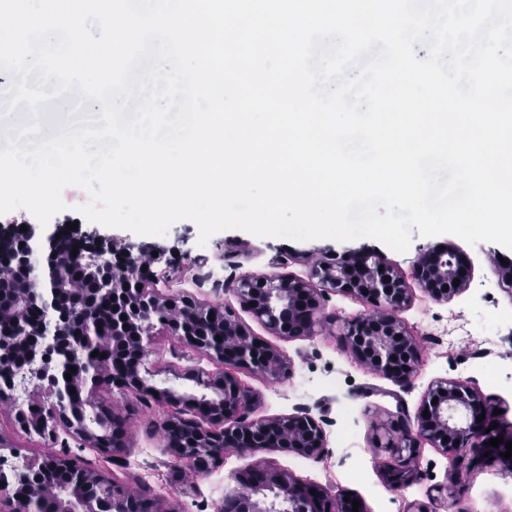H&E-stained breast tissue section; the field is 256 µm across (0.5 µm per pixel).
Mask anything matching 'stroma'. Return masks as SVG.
Here are the masks:
<instances>
[{
  "label": "stroma",
  "instance_id": "1",
  "mask_svg": "<svg viewBox=\"0 0 512 512\" xmlns=\"http://www.w3.org/2000/svg\"><path fill=\"white\" fill-rule=\"evenodd\" d=\"M62 198L67 211L53 217L46 227L36 228V235L48 237L74 222L82 233L95 230L106 237L163 249L166 260L154 267L162 275L157 284L160 291L188 293L200 303L223 305L251 334L290 361L292 374L280 383L245 368L231 370L256 396L248 419L282 416L297 406H307L323 421L328 452L314 459L287 451L243 454L228 448L221 464L200 475L190 465L176 463L155 429L167 414V406L104 388L98 400L112 405L127 420L123 452L114 455L81 446L62 430L53 439L23 432L14 423L12 403L6 401L0 403V437L21 458L38 460L68 449L77 465L135 492L150 494L178 512H219L230 478L265 464L288 471L300 482L322 486L333 499L353 494L364 512H417L422 506L428 512H512V458L473 468L465 461L454 464L450 454L428 443L416 455L396 456L386 451L383 441L390 425L404 419L415 421L429 391L444 381L466 382L490 408L498 410L502 434L512 436V288L502 282L490 259L494 253L512 259V250L493 242L472 246L443 234L413 236L409 249L398 253L372 239L298 242L260 238L235 229L219 232L202 245L192 221L174 223L161 237H143L80 218L75 208L89 200L81 188H65ZM435 246L462 254L472 269L467 288L446 300L431 298L412 277L419 253ZM362 248L401 276L407 288L408 300L397 316L418 341L421 363L404 387L355 359L344 347L338 327L311 336L276 335L243 307L227 283L231 276L245 272L304 278L313 262L327 260L329 253ZM147 366L153 384L189 398L201 396L202 391L179 379L178 371L194 367L215 375L226 370L223 363L161 329L149 347ZM393 469L416 471L421 478L398 489L389 476Z\"/></svg>",
  "mask_w": 512,
  "mask_h": 512
}]
</instances>
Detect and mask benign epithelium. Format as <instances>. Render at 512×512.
<instances>
[{
	"instance_id": "1",
	"label": "benign epithelium",
	"mask_w": 512,
	"mask_h": 512,
	"mask_svg": "<svg viewBox=\"0 0 512 512\" xmlns=\"http://www.w3.org/2000/svg\"><path fill=\"white\" fill-rule=\"evenodd\" d=\"M74 248L87 270L85 287L72 289L69 300L60 284L71 275ZM155 250L154 246H135L119 240L104 247L95 233H63L59 238L53 235L48 239V251L56 253L48 262L31 227L23 232L19 224L0 225V258L5 261L0 281H7L12 272L26 277L27 300L44 315V322L36 331L25 321L17 320L13 331L0 332V400L12 398L26 381L40 390L38 398L16 410L15 421L22 430L47 436L62 427L87 447L121 448L125 435L112 423L107 405L99 404L95 413L98 429L87 424L86 406L97 391L113 387L124 393L150 396L162 405L180 404L173 391L158 388L142 376L147 349L158 325L224 364L249 368L274 381L290 376L289 361L251 335L223 307L203 306L189 295L173 298L159 292L156 280L142 271L147 265L144 255ZM413 275L420 287L437 300H446L463 290L470 280L466 259L449 248L433 247L419 254ZM456 279L460 284L455 287ZM234 288L253 316L280 336L311 335L316 326L336 321L334 315L325 312L324 302L329 294H363L375 312L343 324L342 336L348 348L362 362L401 386L408 385L417 372L419 347L396 317L407 301V289L398 277L369 263L365 255L354 253L336 264H316L307 280L245 273L234 280ZM101 298L112 299V341H121L130 361L119 372H109L96 364L88 367L83 376L84 400L77 405L71 399L65 369L86 362L87 348L101 343L102 335L96 327L84 324L79 305H91ZM81 326L84 343L74 339ZM214 327L224 337L221 344L208 336V330ZM184 376L212 390L214 396L203 395L185 403L198 418H184L178 413L155 427L168 436V452L189 461L198 472L206 473L214 467L217 455L226 448L250 454L284 449L315 459L325 455L326 433L310 408L299 406L288 415L249 421L245 413L254 396L233 374L209 375L188 368ZM484 409L482 397L466 383L440 384L428 393L416 425L400 424L398 447L413 452L426 440L454 456L482 457L487 453L493 458L488 442L500 433L493 428L490 415L478 421ZM187 429L192 433V442L172 441L178 432ZM10 447L0 437V483L9 482L24 465L28 466L27 475L49 469L70 474L72 483L62 489L54 512H134L133 501L116 492L84 499L80 486L94 483L105 487L108 482L67 456L55 454L39 463L22 465ZM312 488L316 490L314 495ZM0 512H41V500L36 493L15 492L0 499ZM219 512H335V503L322 487L299 483L287 472L265 465L234 477V484L225 489Z\"/></svg>"
}]
</instances>
